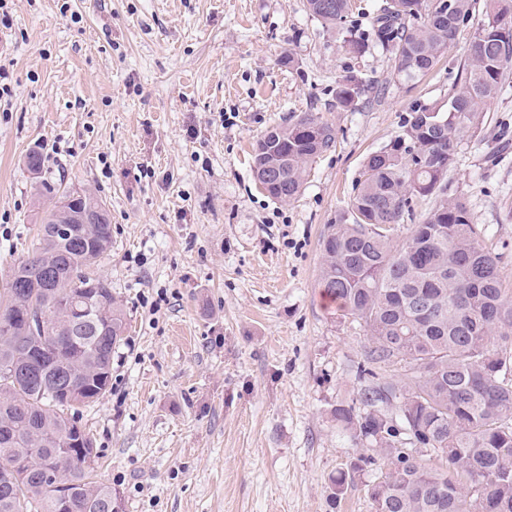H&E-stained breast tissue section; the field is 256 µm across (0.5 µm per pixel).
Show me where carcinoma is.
Masks as SVG:
<instances>
[{"label": "carcinoma", "instance_id": "carcinoma-1", "mask_svg": "<svg viewBox=\"0 0 512 512\" xmlns=\"http://www.w3.org/2000/svg\"><path fill=\"white\" fill-rule=\"evenodd\" d=\"M350 2L305 7L334 32ZM441 2L383 0L370 37L390 52L397 75L428 73L467 27L474 0H448L446 12ZM475 33L448 101L412 107L403 133L366 159L347 211L321 243L319 286L333 315L366 332L359 389L333 415L355 444L369 445L353 468L387 466L371 488L373 512H512V290L464 199L445 196L458 144L512 69V0H486ZM362 91L347 72L336 80V106L355 108ZM335 144L333 124L304 112L257 141L255 176L286 203ZM70 212L97 222L72 224ZM65 223L69 236L56 232ZM111 248L105 204L67 188L11 269L0 299V512H114L112 487L93 481L94 441L78 430L80 408L110 389L126 330L112 285L97 272ZM47 314L53 328L34 331L28 318ZM394 366L399 377L381 374ZM419 443L442 450L437 463L412 452ZM48 469L64 472L63 486L45 478Z\"/></svg>", "mask_w": 512, "mask_h": 512}]
</instances>
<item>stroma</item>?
Returning <instances> with one entry per match:
<instances>
[{"label":"stroma","instance_id":"35a3bbf8","mask_svg":"<svg viewBox=\"0 0 512 512\" xmlns=\"http://www.w3.org/2000/svg\"><path fill=\"white\" fill-rule=\"evenodd\" d=\"M7 6L0 295L58 190L106 203L112 251L98 271L127 331L110 390L80 418L117 512H373L384 469L351 471L359 449L333 416L359 387L365 329L330 315L319 242L413 104L446 102L472 28L407 81L376 44L347 54L305 0ZM349 71L364 91L340 110L336 80ZM303 112L334 124L336 146L280 203L255 181L252 146ZM33 150L36 176L24 165ZM448 193L468 202L512 289V74L459 144Z\"/></svg>","mask_w":512,"mask_h":512}]
</instances>
